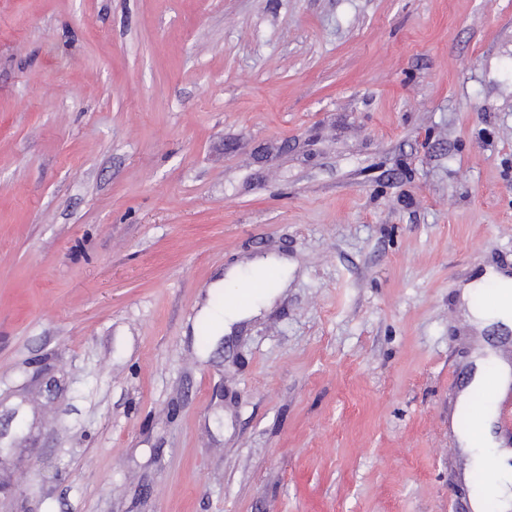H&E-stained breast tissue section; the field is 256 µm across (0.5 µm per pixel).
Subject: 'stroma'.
Here are the masks:
<instances>
[{
    "instance_id": "obj_1",
    "label": "stroma",
    "mask_w": 512,
    "mask_h": 512,
    "mask_svg": "<svg viewBox=\"0 0 512 512\" xmlns=\"http://www.w3.org/2000/svg\"><path fill=\"white\" fill-rule=\"evenodd\" d=\"M258 255L287 289L215 338ZM487 265L512 0H0V512L467 503Z\"/></svg>"
}]
</instances>
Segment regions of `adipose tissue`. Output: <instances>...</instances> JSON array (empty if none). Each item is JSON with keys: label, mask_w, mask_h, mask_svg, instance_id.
Returning <instances> with one entry per match:
<instances>
[{"label": "adipose tissue", "mask_w": 512, "mask_h": 512, "mask_svg": "<svg viewBox=\"0 0 512 512\" xmlns=\"http://www.w3.org/2000/svg\"><path fill=\"white\" fill-rule=\"evenodd\" d=\"M292 269L287 258L276 256L259 257L247 269L233 268L226 271L225 280H236L244 275L252 279L271 278L270 286L264 288L245 304L226 311L203 307L204 319L232 332L234 326L260 314L269 306L279 292L288 285V274ZM493 284L497 290L493 308L479 306L475 302L485 284ZM462 313L467 323L477 331L498 328L500 331L512 329V275L495 267H485L462 287ZM472 379L459 396L460 405H470L474 394L485 391L487 385H495L501 392L512 389V367L498 357L492 347H485L473 359ZM496 405L487 402L476 415V425L458 436V443L475 470L492 474L490 484L473 486L471 505L474 512H486L488 506H495L497 512H512V449L501 446L495 433Z\"/></svg>", "instance_id": "obj_1"}]
</instances>
